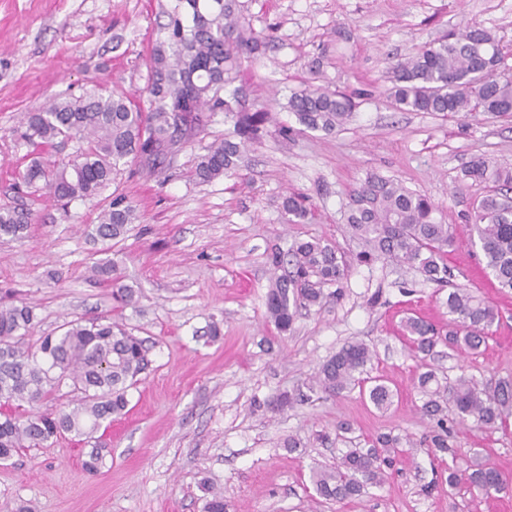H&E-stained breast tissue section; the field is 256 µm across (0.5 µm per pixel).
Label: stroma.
<instances>
[{"label":"stroma","mask_w":512,"mask_h":512,"mask_svg":"<svg viewBox=\"0 0 512 512\" xmlns=\"http://www.w3.org/2000/svg\"><path fill=\"white\" fill-rule=\"evenodd\" d=\"M246 5L255 30L275 27L276 39L244 65L250 107L272 117L245 166L209 183L192 174L195 157L229 129L219 112L162 174L143 177L131 161L94 197L63 206L23 182L31 148L20 137L21 118L90 92L121 94L148 109L158 0H0V206L33 214L25 238L0 239V301L33 306L38 336L109 316L150 347L126 414L97 433L109 450L100 473L84 471L85 445L68 436L22 450L0 462V512L22 501L37 512H201L209 487L223 491L227 512H512V493L449 494L445 463L422 444L431 424L419 414L418 362L401 330L409 314L446 323L450 286L478 290L499 314L485 351L463 358L447 350L436 363L451 380L512 377V294L499 292L469 244L467 218L485 188L458 185L476 156L512 170V117L401 112L385 79L392 63L473 22L497 36L512 68V0ZM312 79L355 96L344 130L296 129L288 97ZM282 125L291 127L288 137L278 135ZM370 171L399 178L442 210L456 240L449 286L390 261L356 263L339 297L300 310L292 330L280 333L266 317L269 253L321 239L354 256L360 245L344 229L346 204ZM293 192L307 196L312 220L287 223L280 202ZM118 196L136 219L124 237L97 239L99 216ZM103 259L116 261L122 283L140 288L138 303L115 307L111 285L92 270ZM351 341L374 351L367 372L395 390L389 409L355 390L271 409V400L304 388ZM342 422L363 441L391 433L414 445L381 485L335 503L316 496L310 475L346 450L333 438ZM291 435L302 445L290 451L282 443ZM453 441L458 466L479 448L512 478V429L460 428Z\"/></svg>","instance_id":"obj_1"}]
</instances>
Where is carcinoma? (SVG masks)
<instances>
[{
	"mask_svg": "<svg viewBox=\"0 0 512 512\" xmlns=\"http://www.w3.org/2000/svg\"><path fill=\"white\" fill-rule=\"evenodd\" d=\"M160 9L166 22L151 50L145 88L148 110H134L120 96L87 93L25 113L21 138L34 155L23 175L27 184L44 181L58 202L93 197L130 158L149 173L170 165L216 112L224 113L233 128L223 141L197 156L196 178L209 183L241 166L247 145L261 138L268 117L245 107L235 82L242 64L263 55L275 36L252 29L244 0H171ZM500 57L496 37L473 23L390 65V96L398 109L409 112L511 116L512 78L495 70ZM356 107L352 96L320 85L288 98V111L300 126L326 135L343 128ZM59 140H75L80 146L71 161L51 169L44 154ZM460 182L490 185L473 204L470 241L496 287L512 292V172L477 156L461 171ZM281 208L292 223L312 214L306 198L296 194L285 196ZM438 213L429 197L401 182L377 173L366 175L352 190L347 206V232L362 246L358 262L384 259L409 264L428 282L448 283V252L455 238ZM134 219L132 206L115 200L101 213L96 236L115 240L127 233ZM29 227V214L0 208L1 238L22 239ZM269 262L281 274L267 292V317L282 333L290 329L299 309L322 308L323 288L342 284L349 272L338 247L322 240L299 242L287 256L275 249ZM95 269L112 282L116 303L136 302L139 289L114 277V261L102 260ZM448 316L446 330L420 317L407 318L405 330L414 357L420 360L417 385L425 397L420 411L436 422L425 438L428 454L454 460L457 451L450 438L455 426L480 431L512 426V379L491 378L483 384L466 376L440 379L427 362L434 349L443 345L463 355H478L498 318L488 301L461 287L448 293ZM33 322V309L25 303L0 306V461L22 448H38L66 435L92 439L125 412L128 390L148 367L145 340L117 322L76 319L32 340ZM371 360L367 344L349 342L319 365L308 389L339 397L358 386L375 407L387 408L394 393L381 377L371 378V386L363 389L362 375ZM64 385L73 394L72 407L43 408ZM401 445L399 437L386 434L369 448L348 449L335 467L312 471L317 495L336 502L358 499L368 487L381 483L386 454ZM107 453L99 445L87 449L84 469L97 472ZM445 483L450 493L465 488L487 497L512 490V481L485 461L464 469L448 466ZM203 512H226L223 492L207 490Z\"/></svg>",
	"mask_w": 512,
	"mask_h": 512,
	"instance_id": "1",
	"label": "carcinoma"
}]
</instances>
